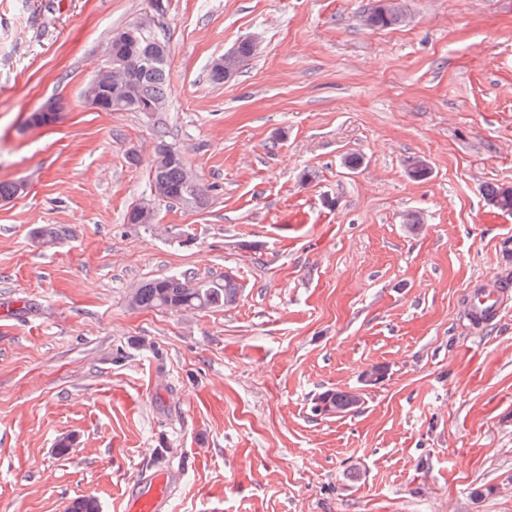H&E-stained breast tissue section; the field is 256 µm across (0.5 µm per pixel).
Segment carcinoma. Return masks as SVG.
Returning a JSON list of instances; mask_svg holds the SVG:
<instances>
[{
    "label": "carcinoma",
    "mask_w": 512,
    "mask_h": 512,
    "mask_svg": "<svg viewBox=\"0 0 512 512\" xmlns=\"http://www.w3.org/2000/svg\"><path fill=\"white\" fill-rule=\"evenodd\" d=\"M404 12L393 0L376 5L365 15V22L373 27H389L403 21ZM256 56L249 41L241 42L231 60L234 73H239L246 62ZM125 87L127 100L113 106L115 111L146 112L165 106L170 92L167 61H142L134 70ZM187 168L181 155L173 148L160 162L152 166V189H158L168 201L182 203L192 194L186 178ZM485 197L497 209L512 212V188L489 184L484 188ZM240 288L234 278L226 275L222 281L192 282L170 276L143 283L136 288L129 300L134 309H157L179 314L187 311H205L229 307L236 303ZM359 410L354 390H336L322 394L314 411L331 415L338 411L349 414ZM68 512H100V505L93 496L75 499Z\"/></svg>",
    "instance_id": "cac0c4a2"
}]
</instances>
